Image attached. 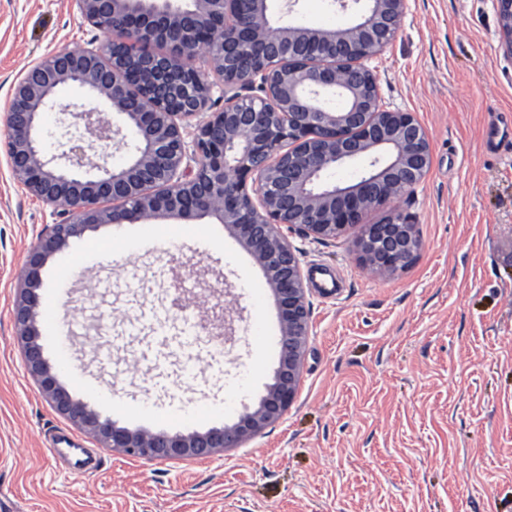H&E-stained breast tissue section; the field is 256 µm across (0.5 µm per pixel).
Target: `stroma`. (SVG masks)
I'll return each instance as SVG.
<instances>
[{"mask_svg": "<svg viewBox=\"0 0 512 512\" xmlns=\"http://www.w3.org/2000/svg\"><path fill=\"white\" fill-rule=\"evenodd\" d=\"M357 15L336 0H297L288 20L335 28ZM106 40L74 0H0V113L27 65ZM368 66L384 106L424 128L431 166L341 236L289 232L311 307L301 389L263 434L208 460L99 448L41 395L12 310L25 257L56 217L0 148V501L12 512H512V55L496 0H407L395 39ZM394 209L412 217L422 247L381 278L360 261L357 239ZM315 267L335 276L336 294L316 288ZM64 269L77 278L61 313L78 335L57 378L103 417L147 429L163 414L170 433L204 431L236 421L271 383L275 300L217 218L101 225L48 258L43 289ZM218 302L232 341L183 343L184 314ZM157 318L165 334L153 332ZM104 336L108 371L95 360ZM198 406L208 419L176 421ZM57 429L100 452L102 467L80 475L57 463Z\"/></svg>", "mask_w": 512, "mask_h": 512, "instance_id": "35a3bbf8", "label": "stroma"}]
</instances>
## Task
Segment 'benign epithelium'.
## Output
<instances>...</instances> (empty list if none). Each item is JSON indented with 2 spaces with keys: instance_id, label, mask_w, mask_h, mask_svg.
Returning a JSON list of instances; mask_svg holds the SVG:
<instances>
[{
  "instance_id": "obj_1",
  "label": "benign epithelium",
  "mask_w": 512,
  "mask_h": 512,
  "mask_svg": "<svg viewBox=\"0 0 512 512\" xmlns=\"http://www.w3.org/2000/svg\"><path fill=\"white\" fill-rule=\"evenodd\" d=\"M81 17L112 35L100 50H55L22 72L3 115L14 178L62 221L29 251L13 310L15 337L43 396L103 448L143 460H207L237 448L277 422L301 388L311 333L301 261L282 231L317 240L360 223L362 213L412 190L432 162L425 130L409 112L387 109L365 61L397 35L405 0H365L357 19L334 29L273 20L270 0H75ZM512 55V0H497ZM202 58L220 83L191 60ZM78 86L124 116L135 136L131 160L109 168L92 160L112 141V123L91 107L73 113L84 131L56 157L41 150L40 114L61 87ZM224 109L190 132L214 91ZM366 159L370 170L342 187L333 168ZM159 216H214L262 269L280 319V356L273 383L233 424L204 432L120 426L60 386L39 343L41 269L69 239L100 224ZM422 246L416 224L393 212L364 227L361 260L380 276L405 269ZM197 331L232 320L221 304Z\"/></svg>"
}]
</instances>
